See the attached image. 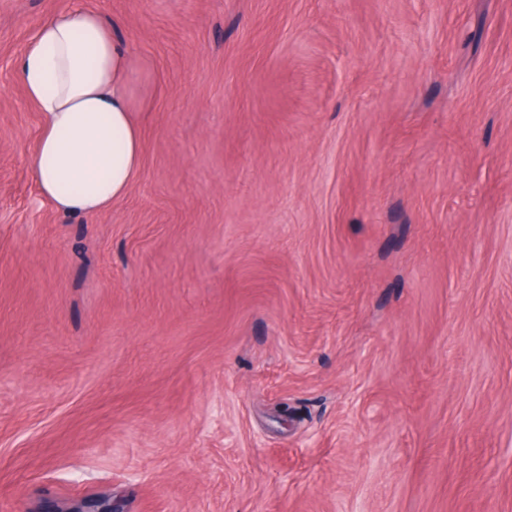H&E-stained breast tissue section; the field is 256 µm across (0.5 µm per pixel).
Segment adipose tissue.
Listing matches in <instances>:
<instances>
[{
	"label": "adipose tissue",
	"mask_w": 512,
	"mask_h": 512,
	"mask_svg": "<svg viewBox=\"0 0 512 512\" xmlns=\"http://www.w3.org/2000/svg\"><path fill=\"white\" fill-rule=\"evenodd\" d=\"M17 73L41 116L30 154L40 197L57 212L87 216L123 199L142 164L136 116L147 63L111 22L74 0L34 29Z\"/></svg>",
	"instance_id": "1"
}]
</instances>
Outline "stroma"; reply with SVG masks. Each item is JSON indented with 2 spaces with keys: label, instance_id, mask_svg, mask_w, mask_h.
I'll return each instance as SVG.
<instances>
[{
  "label": "stroma",
  "instance_id": "1",
  "mask_svg": "<svg viewBox=\"0 0 512 512\" xmlns=\"http://www.w3.org/2000/svg\"><path fill=\"white\" fill-rule=\"evenodd\" d=\"M0 0V512H512V0H85L153 81L93 217Z\"/></svg>",
  "mask_w": 512,
  "mask_h": 512
}]
</instances>
